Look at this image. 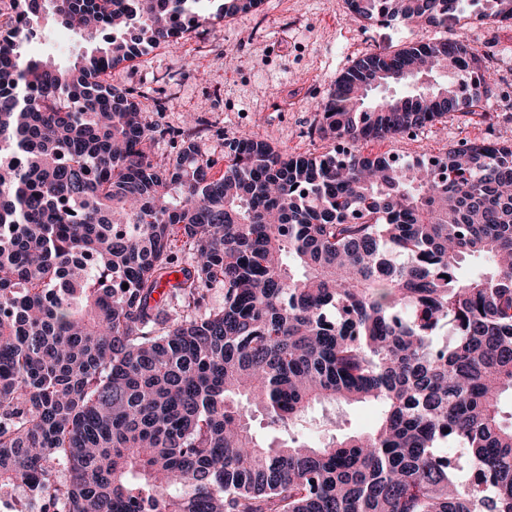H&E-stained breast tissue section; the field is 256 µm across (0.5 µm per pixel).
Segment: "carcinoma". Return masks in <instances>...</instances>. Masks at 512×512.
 Listing matches in <instances>:
<instances>
[{
  "label": "carcinoma",
  "instance_id": "cac0c4a2",
  "mask_svg": "<svg viewBox=\"0 0 512 512\" xmlns=\"http://www.w3.org/2000/svg\"><path fill=\"white\" fill-rule=\"evenodd\" d=\"M11 2L0 491L42 481L37 512H512V143L402 160L237 136L217 174L192 117L158 162L142 102L108 75L208 21L199 0ZM220 2L215 19L262 0ZM346 2L361 23L461 19L460 0ZM44 21L87 50L26 54ZM479 69L464 39L365 55L319 131L355 145L462 106L484 120L490 80L455 88ZM369 402L371 431L296 430L317 404Z\"/></svg>",
  "mask_w": 512,
  "mask_h": 512
}]
</instances>
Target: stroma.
<instances>
[{
  "mask_svg": "<svg viewBox=\"0 0 512 512\" xmlns=\"http://www.w3.org/2000/svg\"><path fill=\"white\" fill-rule=\"evenodd\" d=\"M464 35L472 46L500 49L491 72L496 81L487 102L489 120L454 113L416 137H397L381 150L412 159L446 151L460 140L512 142V26L470 17ZM432 27L401 23L361 25L345 0H262L258 9L191 29L182 44L161 47L112 71L115 85L162 98L161 111L146 110L147 122L162 129L155 160L172 151V134L188 116L206 121L201 147L224 157V138L249 132L277 148L321 155L334 143L319 131V106L352 61L363 55L427 38L443 37ZM84 44L47 25L33 54L69 61Z\"/></svg>",
  "mask_w": 512,
  "mask_h": 512,
  "instance_id": "obj_1",
  "label": "stroma"
}]
</instances>
